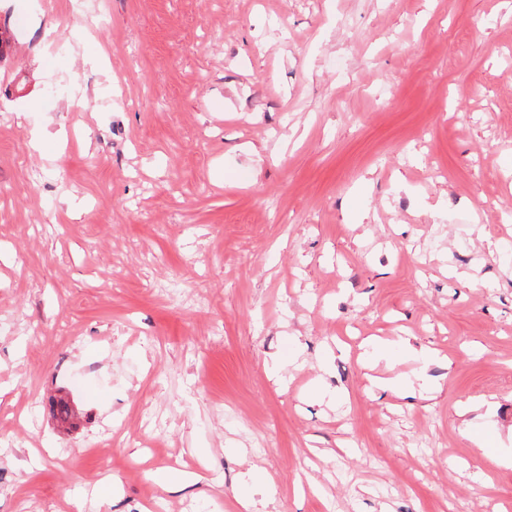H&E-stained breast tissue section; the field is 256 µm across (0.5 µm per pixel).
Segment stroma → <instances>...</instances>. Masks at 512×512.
<instances>
[{"mask_svg": "<svg viewBox=\"0 0 512 512\" xmlns=\"http://www.w3.org/2000/svg\"><path fill=\"white\" fill-rule=\"evenodd\" d=\"M4 30L0 512H512V0H0Z\"/></svg>", "mask_w": 512, "mask_h": 512, "instance_id": "obj_1", "label": "stroma"}]
</instances>
